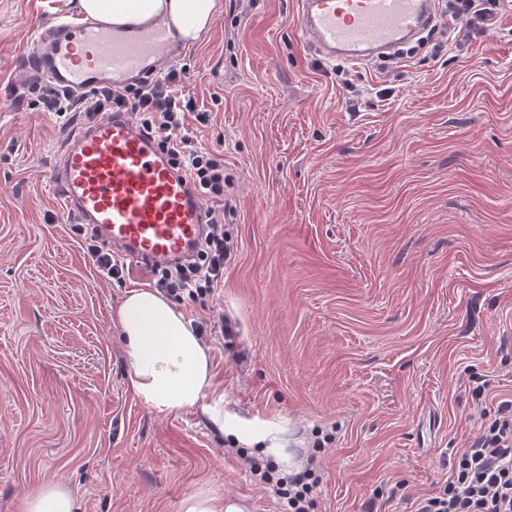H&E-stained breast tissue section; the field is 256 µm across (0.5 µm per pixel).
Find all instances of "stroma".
<instances>
[{
  "label": "stroma",
  "mask_w": 512,
  "mask_h": 512,
  "mask_svg": "<svg viewBox=\"0 0 512 512\" xmlns=\"http://www.w3.org/2000/svg\"><path fill=\"white\" fill-rule=\"evenodd\" d=\"M220 2L172 67L224 153L233 250L214 296L175 300L213 326L212 387L165 414L112 323L147 278L102 279L48 181L86 118L43 110L25 53L77 0H0V512L47 486L73 512L204 486L286 512L306 468L308 512H414L512 398V0L482 45L447 19L401 67L324 59L298 0Z\"/></svg>",
  "instance_id": "1"
}]
</instances>
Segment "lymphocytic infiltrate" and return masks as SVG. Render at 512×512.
Returning <instances> with one entry per match:
<instances>
[{
  "mask_svg": "<svg viewBox=\"0 0 512 512\" xmlns=\"http://www.w3.org/2000/svg\"><path fill=\"white\" fill-rule=\"evenodd\" d=\"M489 0H448L452 20L463 24L468 44L482 43L494 28L496 14ZM175 71L142 81L135 88L103 87L80 96L45 86L41 100L57 117L70 112L90 116L121 108L161 139L172 162L192 180L201 200L209 204L210 221L190 256L146 271L155 287L177 297L181 293L207 297L224 281V262L230 247L224 237V154L197 147L186 131L188 116L205 122L195 112L190 95L179 92ZM416 512H512V399L499 402L493 418L483 422L478 436L458 457L444 495L422 500Z\"/></svg>",
  "mask_w": 512,
  "mask_h": 512,
  "instance_id": "f902f5d3",
  "label": "lymphocytic infiltrate"
}]
</instances>
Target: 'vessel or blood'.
<instances>
[{"label": "vessel or blood", "mask_w": 512, "mask_h": 512, "mask_svg": "<svg viewBox=\"0 0 512 512\" xmlns=\"http://www.w3.org/2000/svg\"><path fill=\"white\" fill-rule=\"evenodd\" d=\"M436 0H299L298 30L329 60L367 63L432 25ZM163 20L123 24L87 14L57 17L26 59L36 74L77 95L152 74L177 51ZM52 186L81 224L96 225L138 264L190 254L208 220L189 177L127 111L85 122L51 167Z\"/></svg>", "instance_id": "b4317fda"}]
</instances>
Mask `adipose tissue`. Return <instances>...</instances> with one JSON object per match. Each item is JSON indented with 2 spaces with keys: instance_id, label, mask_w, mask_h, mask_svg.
<instances>
[{
  "instance_id": "obj_1",
  "label": "adipose tissue",
  "mask_w": 512,
  "mask_h": 512,
  "mask_svg": "<svg viewBox=\"0 0 512 512\" xmlns=\"http://www.w3.org/2000/svg\"><path fill=\"white\" fill-rule=\"evenodd\" d=\"M140 19L163 18L187 44L206 31L218 0H137ZM128 361V384L161 413L194 407L212 385L209 349L184 313L151 288L128 289L112 313Z\"/></svg>"
}]
</instances>
